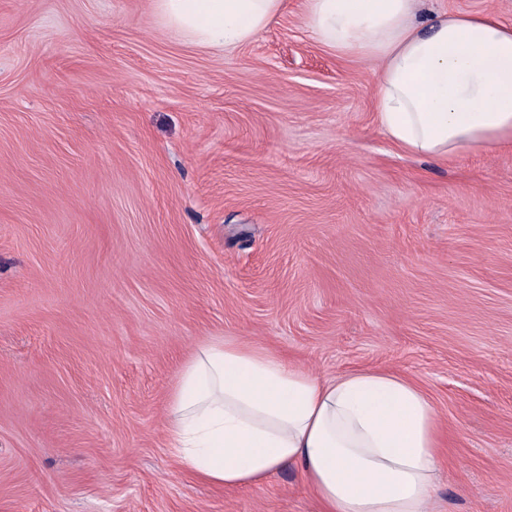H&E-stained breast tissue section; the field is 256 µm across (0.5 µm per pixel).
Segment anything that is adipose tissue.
Instances as JSON below:
<instances>
[{"instance_id": "1", "label": "adipose tissue", "mask_w": 512, "mask_h": 512, "mask_svg": "<svg viewBox=\"0 0 512 512\" xmlns=\"http://www.w3.org/2000/svg\"><path fill=\"white\" fill-rule=\"evenodd\" d=\"M167 29L226 52L251 42L285 0H152ZM312 38L379 65L376 121L414 157L512 143V25L488 14L421 15V0H304ZM181 464L222 488L298 465L321 512H431L442 430L421 386L388 370L324 379L232 337L200 344L167 400Z\"/></svg>"}]
</instances>
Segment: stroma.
<instances>
[{"label":"stroma","mask_w":512,"mask_h":512,"mask_svg":"<svg viewBox=\"0 0 512 512\" xmlns=\"http://www.w3.org/2000/svg\"><path fill=\"white\" fill-rule=\"evenodd\" d=\"M303 14L224 54L151 0H0V512H319L296 467L224 490L168 447L224 336L420 384L441 512H512V148L404 154Z\"/></svg>","instance_id":"obj_1"}]
</instances>
